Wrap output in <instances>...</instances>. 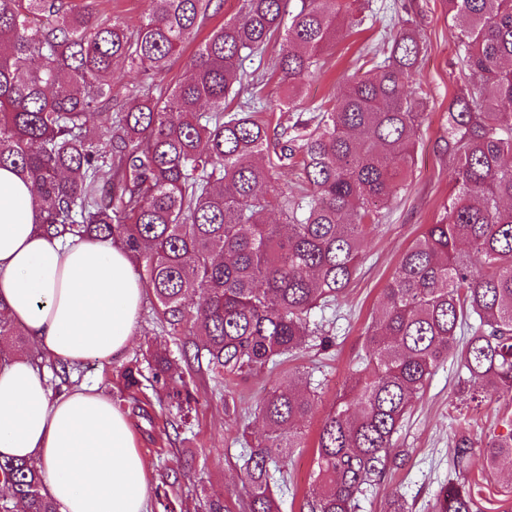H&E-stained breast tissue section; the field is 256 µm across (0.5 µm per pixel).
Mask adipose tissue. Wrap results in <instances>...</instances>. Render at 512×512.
I'll return each instance as SVG.
<instances>
[{
  "instance_id": "obj_1",
  "label": "adipose tissue",
  "mask_w": 512,
  "mask_h": 512,
  "mask_svg": "<svg viewBox=\"0 0 512 512\" xmlns=\"http://www.w3.org/2000/svg\"><path fill=\"white\" fill-rule=\"evenodd\" d=\"M35 190L0 168V306L45 358L71 366L130 347L145 286L118 243L37 229ZM0 457L33 463L59 512H149L129 416L96 386L53 392L31 357L0 358Z\"/></svg>"
}]
</instances>
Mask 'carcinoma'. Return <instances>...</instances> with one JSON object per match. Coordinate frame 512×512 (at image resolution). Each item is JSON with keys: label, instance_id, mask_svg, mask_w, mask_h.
<instances>
[{"label": "carcinoma", "instance_id": "obj_1", "mask_svg": "<svg viewBox=\"0 0 512 512\" xmlns=\"http://www.w3.org/2000/svg\"><path fill=\"white\" fill-rule=\"evenodd\" d=\"M213 0H148L137 27L101 20L96 0H0V167L33 182L43 230L119 240L145 272L171 329L193 322L216 375L245 378L320 335L316 311L336 302L361 260L367 230L412 167L425 90L420 40L402 21L383 62L350 81L325 110L281 133L279 162H296L297 196L271 184L269 123L251 100L230 106L246 60L281 40L274 72L296 104L324 51L362 24L356 0H242L240 16L199 42L190 76L165 97L112 92V67L160 72L196 40ZM459 54L481 78L448 105L457 161L443 213L402 253L367 329L366 363L325 414L306 512H354L398 466L404 415L456 348L469 398L512 401V0H448ZM111 113L106 147L90 133ZM279 207L288 226L268 220ZM24 329L0 315V352ZM179 360L154 357L152 383L183 379ZM315 394L297 384L258 404L263 434L243 456L246 512H281L280 464L303 448ZM459 440L453 469L512 474V432L492 435L478 461ZM11 493L0 512H58L38 470L0 460ZM470 484L450 480L433 512H474Z\"/></svg>", "mask_w": 512, "mask_h": 512}]
</instances>
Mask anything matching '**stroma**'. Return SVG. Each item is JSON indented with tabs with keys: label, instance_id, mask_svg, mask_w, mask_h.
<instances>
[{
	"label": "stroma",
	"instance_id": "obj_1",
	"mask_svg": "<svg viewBox=\"0 0 512 512\" xmlns=\"http://www.w3.org/2000/svg\"><path fill=\"white\" fill-rule=\"evenodd\" d=\"M364 2L375 10L384 4L391 6V20L367 23L361 30L345 33L324 52L323 67L305 81L298 109L276 110L271 116V126L277 129L291 125L299 114L310 112L320 102L336 100L347 79L357 74L359 55L382 56L384 43L396 35L401 17L412 18L423 47L419 78L426 90L419 105L422 119L414 164L396 197L383 209L379 225L366 236L355 279L337 306L322 313V324L336 338L335 348L324 352L308 344L274 370L247 378L217 379L206 369L190 365L185 382L191 402L180 408L175 399L155 392L150 384L127 390L120 378L126 365L146 367L150 353L180 358L193 348L187 331L172 334L164 328L155 300L148 295L130 349L118 359L91 360L81 368L79 382L97 385L129 414L138 449L150 465L152 484H160L167 474L187 471V478L169 489L177 512H201L203 503L212 497L222 498L228 512H245L247 494L240 454L247 441L262 434L254 418L256 406L299 372L316 385L318 400L302 426L304 447L284 463L290 495L283 502V512H302L316 469L315 443L321 420L353 374L365 331L402 252L424 225L436 222L451 190L455 162L442 148L448 105L458 88L478 82L461 63L456 23L445 0ZM195 50V45H187L166 70L151 76L116 67L112 89L121 96L136 88L153 96L165 94L187 75ZM278 51L274 44L262 61L244 62L242 95L258 87L270 104L276 105L282 98L284 90L272 75ZM510 421L512 403L494 397L478 405L471 403L459 391L455 360L444 362L393 438L395 448L406 455L404 465L369 488L357 512H385L387 499L394 492L405 498L410 512H431L436 492L454 474L452 457L461 437L478 443L485 434L504 432ZM465 478L474 487L480 512H512V475H491L475 465Z\"/></svg>",
	"mask_w": 512,
	"mask_h": 512
}]
</instances>
